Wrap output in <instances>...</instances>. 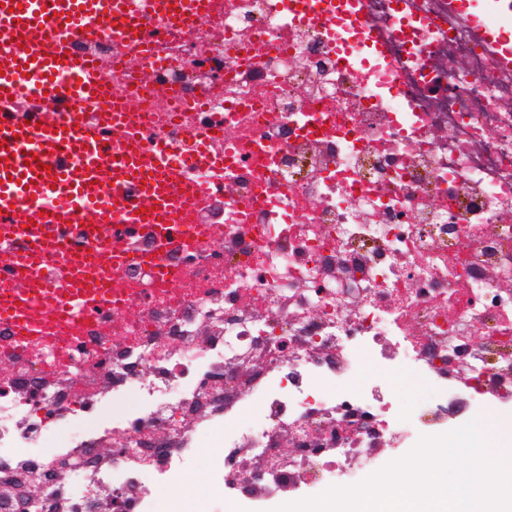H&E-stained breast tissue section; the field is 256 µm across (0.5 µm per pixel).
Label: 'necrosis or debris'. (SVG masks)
<instances>
[{"instance_id":"obj_1","label":"necrosis or debris","mask_w":512,"mask_h":512,"mask_svg":"<svg viewBox=\"0 0 512 512\" xmlns=\"http://www.w3.org/2000/svg\"><path fill=\"white\" fill-rule=\"evenodd\" d=\"M160 25L150 62L102 35L76 49L203 205L167 277L144 226L114 276L127 307L79 324L76 348L0 325V490L65 469L0 512H144L218 428L223 490L357 485L348 458L417 430L368 355L429 388L424 435L459 398L511 411L512 0H208ZM127 394L139 411L40 451L50 425Z\"/></svg>"}]
</instances>
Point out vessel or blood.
I'll use <instances>...</instances> for the list:
<instances>
[{
	"mask_svg": "<svg viewBox=\"0 0 512 512\" xmlns=\"http://www.w3.org/2000/svg\"><path fill=\"white\" fill-rule=\"evenodd\" d=\"M169 0H0V321L26 337L104 321L112 273L145 224L161 256L189 231L191 202L166 146H137L99 63L76 51L107 34L149 43ZM38 164H31V156Z\"/></svg>",
	"mask_w": 512,
	"mask_h": 512,
	"instance_id": "obj_1",
	"label": "vessel or blood"
}]
</instances>
